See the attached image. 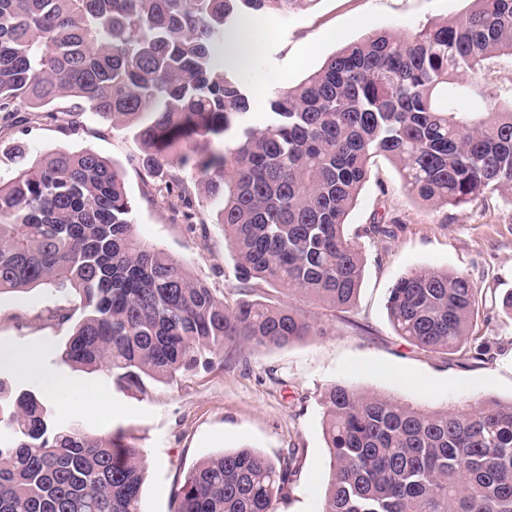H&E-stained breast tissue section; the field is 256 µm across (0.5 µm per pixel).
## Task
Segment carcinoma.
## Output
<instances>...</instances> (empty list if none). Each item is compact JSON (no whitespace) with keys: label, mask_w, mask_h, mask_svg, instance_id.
<instances>
[{"label":"carcinoma","mask_w":512,"mask_h":512,"mask_svg":"<svg viewBox=\"0 0 512 512\" xmlns=\"http://www.w3.org/2000/svg\"><path fill=\"white\" fill-rule=\"evenodd\" d=\"M315 0H0V120L23 134L65 101L76 133L89 112L135 130L130 166L173 220L219 224L237 262L228 302L168 252L140 239L125 171L92 150L5 154L0 293L50 286L77 295L61 357L145 395L150 382L282 348L315 326L262 287L344 309L364 256L344 226L375 157L410 196L462 208L512 201V98L482 78L512 57V0H470L453 19L373 32L343 45L295 86L266 92L267 123L244 122L255 87L227 59L246 19ZM202 198L209 205L197 202ZM483 297L461 271L424 266L390 290L396 333L479 360L470 333ZM330 480L320 512H512V401L426 410L346 384L322 401ZM0 512H141L143 450L58 422L38 391L0 400ZM296 449L198 462L175 512H273Z\"/></svg>","instance_id":"1"}]
</instances>
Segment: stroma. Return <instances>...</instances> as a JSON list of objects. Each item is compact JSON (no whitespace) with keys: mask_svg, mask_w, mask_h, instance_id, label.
<instances>
[{"mask_svg":"<svg viewBox=\"0 0 512 512\" xmlns=\"http://www.w3.org/2000/svg\"><path fill=\"white\" fill-rule=\"evenodd\" d=\"M466 0H314L307 9L258 22L266 34L259 53L246 59V76L259 90L294 86L318 70L341 45L369 31H405L465 12ZM31 155L90 149L125 165L135 145L111 122L87 114L77 133L57 118H41L23 137ZM143 174L127 167L138 235L189 261L223 294L237 285L235 262L219 225L205 231L169 220L163 196H142ZM392 218L390 237L368 234L374 214ZM345 231L364 256L363 281L347 309L323 308L299 293L268 290L273 303H289L313 322L316 334L284 348L250 350L242 364L200 369L170 382L151 383L148 394L115 384L100 371L65 363L60 350L69 326L58 310L76 313L66 290L34 288L0 293V344L44 348L47 371L77 387L69 405L53 403L59 421L97 435L123 432L144 451L146 479L141 512H174L175 492L200 460L248 448L277 458L297 449L299 471L274 512H320L329 480L322 435V400L337 384L430 410L474 398L512 400V319L501 308H482L473 323L489 352L481 360L418 348L393 329L389 291L408 271L433 266L465 271L487 296L512 292V201L496 194L458 209H429L413 200L388 160L380 158L364 183ZM103 394L108 418L86 406L82 393Z\"/></svg>","mask_w":512,"mask_h":512,"instance_id":"1","label":"stroma"}]
</instances>
